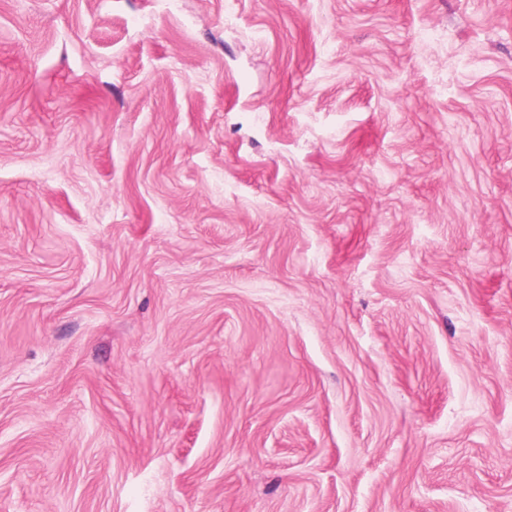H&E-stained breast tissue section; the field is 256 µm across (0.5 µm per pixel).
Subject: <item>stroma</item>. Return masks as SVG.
I'll return each instance as SVG.
<instances>
[{"mask_svg":"<svg viewBox=\"0 0 512 512\" xmlns=\"http://www.w3.org/2000/svg\"><path fill=\"white\" fill-rule=\"evenodd\" d=\"M0 512H512V0H0Z\"/></svg>","mask_w":512,"mask_h":512,"instance_id":"35a3bbf8","label":"stroma"}]
</instances>
